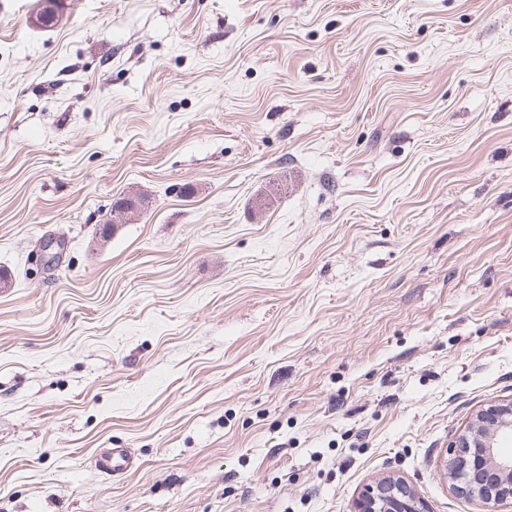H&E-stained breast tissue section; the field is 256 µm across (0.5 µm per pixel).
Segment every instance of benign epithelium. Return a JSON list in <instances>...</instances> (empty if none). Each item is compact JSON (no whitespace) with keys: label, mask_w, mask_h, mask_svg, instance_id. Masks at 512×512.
<instances>
[{"label":"benign epithelium","mask_w":512,"mask_h":512,"mask_svg":"<svg viewBox=\"0 0 512 512\" xmlns=\"http://www.w3.org/2000/svg\"><path fill=\"white\" fill-rule=\"evenodd\" d=\"M61 241L47 238L39 257L49 267L60 256ZM512 436V400L480 411L450 445V478L461 495L479 499L487 512L512 503V453L501 439ZM356 512H426L412 488L400 480H382L361 495Z\"/></svg>","instance_id":"1"}]
</instances>
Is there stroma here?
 I'll return each mask as SVG.
<instances>
[{"label": "stroma", "instance_id": "35a3bbf8", "mask_svg": "<svg viewBox=\"0 0 512 512\" xmlns=\"http://www.w3.org/2000/svg\"><path fill=\"white\" fill-rule=\"evenodd\" d=\"M66 2L0 0V512H481L447 448L512 400V0ZM43 5L41 4L40 9L37 11V21L39 22L40 28L55 27L61 21L65 5L64 0H44ZM35 14L28 18L30 26L35 27L37 22L35 20ZM99 471L116 476L137 466V459L129 448H109L95 460ZM356 512H427L412 488L400 480H382L361 495Z\"/></svg>", "mask_w": 512, "mask_h": 512}]
</instances>
